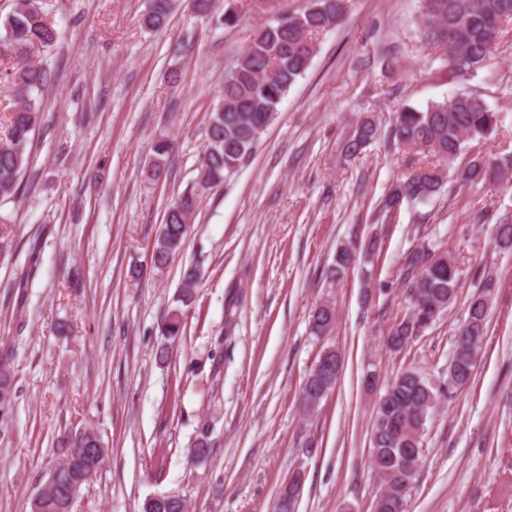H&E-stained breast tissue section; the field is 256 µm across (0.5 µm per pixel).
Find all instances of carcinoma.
<instances>
[{
	"label": "carcinoma",
	"instance_id": "1",
	"mask_svg": "<svg viewBox=\"0 0 512 512\" xmlns=\"http://www.w3.org/2000/svg\"><path fill=\"white\" fill-rule=\"evenodd\" d=\"M176 0H149L143 23L148 28L166 26ZM347 0H307L300 12H283L272 23L257 30L248 46L236 57L224 75L219 103L210 112L206 126L207 146L200 158L199 176L168 206L164 224L152 247V268L162 269L179 253L188 237L190 223L203 199L214 188L234 178L257 152L262 135L275 120L279 106L290 88L311 65L318 36L333 29L347 12ZM427 44L444 51L453 72L481 67L500 38L502 27L512 22V0H423ZM226 28L240 21L238 0H224ZM59 32L40 0H15L12 12L0 24V54L9 50L20 55L38 44L52 47ZM15 91L4 137L0 138V201L25 192L23 175L30 158L33 134L42 124V95L48 84L47 70L39 65H22L8 73ZM497 127V115L485 102L470 94L432 103L424 109L404 106L394 114L386 140L396 149L427 151L448 161L456 181L477 184L499 181L512 183V156L485 159L473 157L453 167L465 154L467 143L487 139ZM377 125L366 120L358 124L345 143V152L356 156L374 140ZM173 149L165 134L156 138L153 157L143 170L149 181L167 175L166 161ZM447 174L442 169L420 166L403 179L392 182L374 210L377 224H388L405 202H426L441 193ZM495 243L512 248V222L492 227ZM383 238L370 236L362 245L353 243L336 250L329 277L341 279L355 265L358 254L374 257L381 253ZM199 270L190 265L183 270L181 298H193ZM458 271L446 254H437L420 244L404 262L403 285L409 313L393 328L397 342L389 348H402L424 334L452 306L457 298ZM480 292L472 295L467 317L458 330L448 365V382L434 389L415 369L407 368L384 388L378 397L370 433V459L378 479L376 512H404V503L421 467V437L439 396H453L472 379L478 345L486 334L489 297L496 288L492 276L481 281ZM335 321L334 308L317 307L311 328L323 334ZM182 312L174 308L162 326L168 336L182 333ZM13 351L0 346V409L12 406L16 398L11 366ZM343 370L338 349L328 347L318 356L302 387L304 410L315 411L336 387ZM101 443L93 431L58 438L60 456L73 448H95ZM101 464L81 462L61 471L58 479L46 483L36 494L31 512H65L63 498L71 485H89ZM304 475L293 472L279 492L276 512H295Z\"/></svg>",
	"mask_w": 512,
	"mask_h": 512
}]
</instances>
